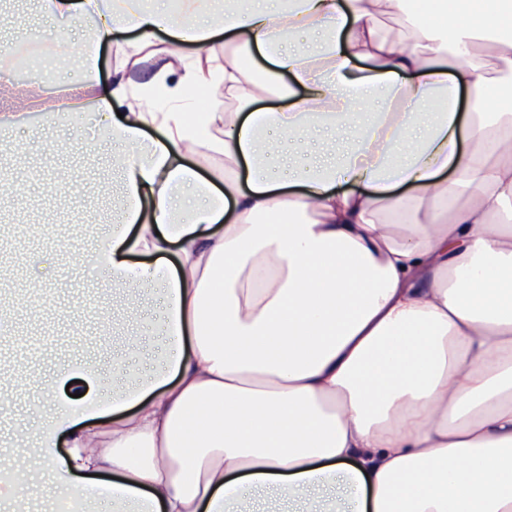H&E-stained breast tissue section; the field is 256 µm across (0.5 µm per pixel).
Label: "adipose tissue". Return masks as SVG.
Here are the masks:
<instances>
[{"label": "adipose tissue", "mask_w": 512, "mask_h": 512, "mask_svg": "<svg viewBox=\"0 0 512 512\" xmlns=\"http://www.w3.org/2000/svg\"><path fill=\"white\" fill-rule=\"evenodd\" d=\"M37 3L89 27L90 71L103 42L135 35L109 89L65 86L47 114H82L124 146L104 288L131 283L129 253L176 256L151 272L164 369L124 396L67 398L51 420L28 405L45 448L69 445L54 465L67 481L42 495L143 512H241L258 493L284 512L306 498L314 512H512V0ZM393 5L402 38L377 31ZM302 34L313 42L290 47ZM145 65L146 85L131 76ZM273 94L281 107L253 111ZM271 128L290 147L275 167Z\"/></svg>", "instance_id": "adipose-tissue-1"}]
</instances>
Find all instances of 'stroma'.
<instances>
[{
    "label": "stroma",
    "instance_id": "stroma-1",
    "mask_svg": "<svg viewBox=\"0 0 512 512\" xmlns=\"http://www.w3.org/2000/svg\"><path fill=\"white\" fill-rule=\"evenodd\" d=\"M52 25L35 0H0V48L49 32ZM65 25L68 41L54 55L53 79L45 84L49 95L58 85L89 78L70 50L86 40L88 31L75 19ZM41 122L34 113L0 134V177L9 178L30 163L43 177L24 195L0 200V221L12 226L0 239V293L31 294L43 302L34 311L18 309L11 332L0 334V380L21 387L14 400L0 403V458L10 455L12 432L25 424V405L41 396L46 376L66 370L77 380L84 370L119 359L124 374L136 379L147 360H162L166 351L158 322L164 292L157 283H141L109 308L106 319L98 317L102 290L88 260L105 225L124 212V196L112 173V156L122 144L98 145L80 123L54 125L42 138L32 137L30 127ZM57 140L69 143V151H47V142ZM33 254L39 261L31 267L27 260ZM131 335L140 338L141 346L130 353L125 339Z\"/></svg>",
    "mask_w": 512,
    "mask_h": 512
}]
</instances>
